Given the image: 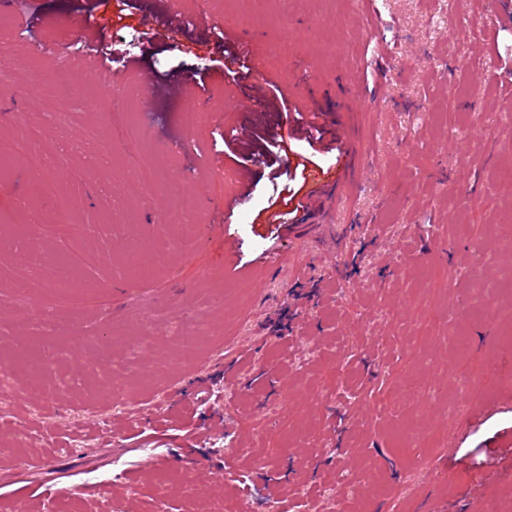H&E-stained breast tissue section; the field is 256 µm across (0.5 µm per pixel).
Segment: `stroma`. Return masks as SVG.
<instances>
[{
	"label": "stroma",
	"instance_id": "35a3bbf8",
	"mask_svg": "<svg viewBox=\"0 0 512 512\" xmlns=\"http://www.w3.org/2000/svg\"><path fill=\"white\" fill-rule=\"evenodd\" d=\"M210 0H177L182 25L157 28L153 0H18L0 16V141L42 119L30 71L50 74L93 22L106 44L141 58L155 84L201 74L211 114L193 125L194 97L161 91L143 106L140 77L80 67L59 126L40 148L71 200L70 237L90 306L71 316L75 337L32 339L39 296L15 301L31 276L7 237L26 226L52 258L42 229L49 204L22 208L35 180L23 165L0 171V512L23 504L49 512H271L287 493L317 496L313 512H512V0H290L253 32L260 53L287 38L294 61L270 74L295 94V64L312 70L323 98L348 88L354 145L317 157L308 177L292 117L255 138L246 108L251 63L203 30ZM353 56L344 65V48ZM493 70L494 83L477 73ZM134 113L147 145L124 143L109 114ZM233 154H225L228 131ZM114 140L112 164L88 168L62 142ZM167 155L163 186L145 192L134 174ZM380 160L382 181L352 185L342 204L318 207L348 226L341 253L320 250L308 224L262 231L287 188L316 191L324 177ZM251 168V193L233 223L206 187L218 169ZM200 191L192 250L172 244L173 220L148 223L178 192ZM138 231L158 255L148 275L114 270ZM302 257V268L280 264ZM222 296L223 339L198 367L177 357L184 320L210 323ZM128 387L113 392L118 377ZM483 386L481 399L470 387ZM240 481H224L226 458Z\"/></svg>",
	"mask_w": 512,
	"mask_h": 512
}]
</instances>
